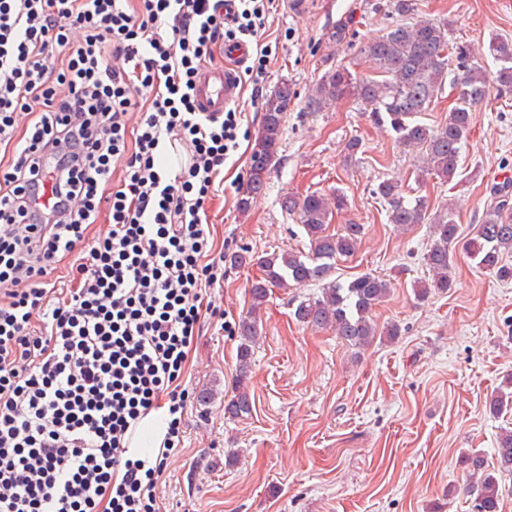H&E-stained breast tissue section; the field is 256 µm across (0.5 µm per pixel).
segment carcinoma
Here are the masks:
<instances>
[{
    "instance_id": "1",
    "label": "carcinoma",
    "mask_w": 512,
    "mask_h": 512,
    "mask_svg": "<svg viewBox=\"0 0 512 512\" xmlns=\"http://www.w3.org/2000/svg\"><path fill=\"white\" fill-rule=\"evenodd\" d=\"M391 9L395 20L389 29L360 47L361 54L374 63L375 75L357 76L339 67L320 80L306 106L311 112H322L344 99L366 105L372 122L391 132L395 142L419 150L417 181L435 175L449 182L457 174L461 149L474 119L473 109L492 91L512 89V40L500 38L489 43L490 55L499 62L498 70L491 74L468 44L448 39V24L413 20L417 0H392ZM447 84L456 93V104L445 123L430 127L417 121V114L425 111ZM294 97L292 84L284 79L265 102L261 130L250 155L248 184L237 200L242 213L248 212L267 188ZM373 194L386 202L388 223L401 227L423 223L427 213L425 197L406 199L390 180L380 182ZM344 206L341 194L330 198L320 193H310L302 199L290 197L285 208L298 216L310 241L308 253L273 252L256 259L244 251L229 256V262L236 266L254 262L263 271V276L250 285L252 304L238 323L235 393L224 402V411L230 417L243 420L252 413L245 381L251 371L253 346L261 334L258 313L270 289L313 282L321 287L320 295L297 305L294 315L299 322L329 328L338 338L359 348L369 345L377 335L370 314L390 293V283L370 274L344 283L332 279L336 258L353 255L363 238L361 224H346L339 234L326 233L333 211ZM431 235L432 243L425 256L430 279L417 289L420 300L433 293H446L451 286L449 247L458 239V224L451 208H445L443 215L433 220ZM463 248L479 268L502 281L512 279V264L503 262V254L512 252V205L508 194L496 193L495 201ZM510 407L512 378L506 389L499 390L489 401V410L496 414ZM494 455L497 468L491 470L483 452L470 449L462 453L465 478L473 496L471 512H497L501 477L512 475L511 431L499 436Z\"/></svg>"
}]
</instances>
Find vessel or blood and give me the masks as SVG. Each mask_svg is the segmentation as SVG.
<instances>
[{"instance_id":"obj_1","label":"vessel or blood","mask_w":512,"mask_h":512,"mask_svg":"<svg viewBox=\"0 0 512 512\" xmlns=\"http://www.w3.org/2000/svg\"><path fill=\"white\" fill-rule=\"evenodd\" d=\"M247 42L229 43L224 47V67H206L196 85L195 96L200 111L221 112L241 94L240 65L249 56Z\"/></svg>"}]
</instances>
